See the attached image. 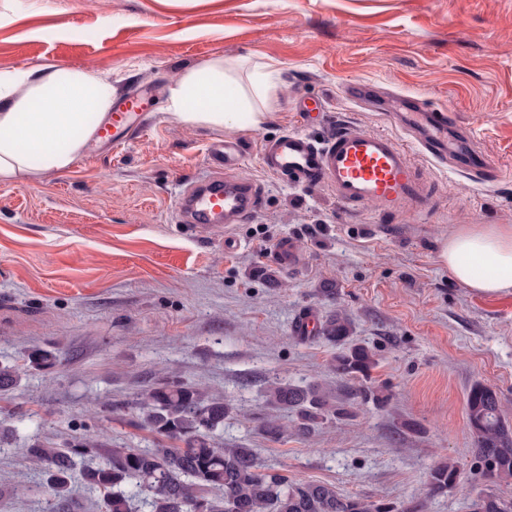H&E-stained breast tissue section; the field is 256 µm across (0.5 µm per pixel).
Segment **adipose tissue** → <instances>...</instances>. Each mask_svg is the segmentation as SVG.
<instances>
[{
    "label": "adipose tissue",
    "mask_w": 512,
    "mask_h": 512,
    "mask_svg": "<svg viewBox=\"0 0 512 512\" xmlns=\"http://www.w3.org/2000/svg\"><path fill=\"white\" fill-rule=\"evenodd\" d=\"M282 81L273 64L257 60L240 71L215 58L168 87L166 111L190 127L259 128ZM101 71L57 64L0 71V183L69 170L115 102ZM438 260L472 292L512 290V225L469 224L445 238Z\"/></svg>",
    "instance_id": "adipose-tissue-1"
}]
</instances>
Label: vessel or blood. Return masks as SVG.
<instances>
[{
    "label": "vessel or blood",
    "mask_w": 512,
    "mask_h": 512,
    "mask_svg": "<svg viewBox=\"0 0 512 512\" xmlns=\"http://www.w3.org/2000/svg\"><path fill=\"white\" fill-rule=\"evenodd\" d=\"M140 104L136 95L117 102L111 125H99L97 135L111 136L113 146L122 147L123 133L143 126ZM396 105L402 127L414 134L422 153L440 161L453 159L469 174L487 172L489 164L473 149L471 132L456 126L447 113L420 111L405 96L398 97ZM209 154L216 169L193 181L177 202L180 223L195 236L243 223L261 203L258 185L236 175L243 161L238 139L213 143ZM261 155L270 173L305 186L328 184L337 201L349 209L370 205L386 212L406 204L425 208L431 201L424 173L390 134L348 124L319 141L289 131L266 142Z\"/></svg>",
    "instance_id": "b4317fda"
}]
</instances>
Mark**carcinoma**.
I'll use <instances>...</instances> for the list:
<instances>
[{
	"instance_id": "cac0c4a2",
	"label": "carcinoma",
	"mask_w": 512,
	"mask_h": 512,
	"mask_svg": "<svg viewBox=\"0 0 512 512\" xmlns=\"http://www.w3.org/2000/svg\"><path fill=\"white\" fill-rule=\"evenodd\" d=\"M318 335L341 348L333 359L337 374L367 378L376 366L375 353L351 340L350 321L338 314L320 324ZM57 353L35 349L29 368L40 371L62 363ZM383 404L386 398L369 388H350L334 405L317 384L305 386L274 381L267 400L294 413L297 432H309L332 416H352L359 398ZM141 425L171 441L155 448H98L87 432L65 448L34 443L22 452L44 467L51 497L63 503L75 474V459L103 454L105 461L80 471L84 486L99 493L101 512H133L138 500L149 512H427L429 500L452 491L459 479L456 463L434 465L425 482V495L399 504L343 494L328 484L291 481L259 470L253 449L222 448L213 433L224 427L232 409L201 388L175 380L159 382L137 398ZM472 453L488 488L477 493L471 512H512V498L492 487L512 481V424L503 417L500 399L491 387L477 382L466 397Z\"/></svg>"
}]
</instances>
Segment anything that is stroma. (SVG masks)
<instances>
[{"label": "stroma", "instance_id": "stroma-1", "mask_svg": "<svg viewBox=\"0 0 512 512\" xmlns=\"http://www.w3.org/2000/svg\"><path fill=\"white\" fill-rule=\"evenodd\" d=\"M215 58L273 60L282 84L267 121L235 132L260 208L197 238L175 204L207 175L221 133L165 106L171 82ZM47 62L108 71L124 95L148 89L151 112L125 147L94 141L69 171L0 184V365L21 368L34 346L67 357L0 395V413L25 417L0 445V512H45L46 475L21 453L35 442L62 448L89 430L105 448L155 447L135 402L168 375L233 405L214 439L253 449L261 470L400 502L448 459L458 484L427 512H469L481 481L466 396L490 386L512 421V292L471 293L437 253L461 225H512V0H0V71ZM354 81L377 95L352 102ZM391 92L453 114L496 179L420 152L394 123ZM305 99L322 111L306 118ZM347 123L396 135L440 203L350 211L329 186L261 163L285 131L320 140ZM284 238L300 257L292 269L271 259ZM307 311L349 319L377 360L367 384L388 401H358L352 419L300 434L268 404L271 382L315 383L339 400L350 385L332 367L335 345L295 338ZM271 418L289 428L281 441L259 431Z\"/></svg>", "mask_w": 512, "mask_h": 512}]
</instances>
